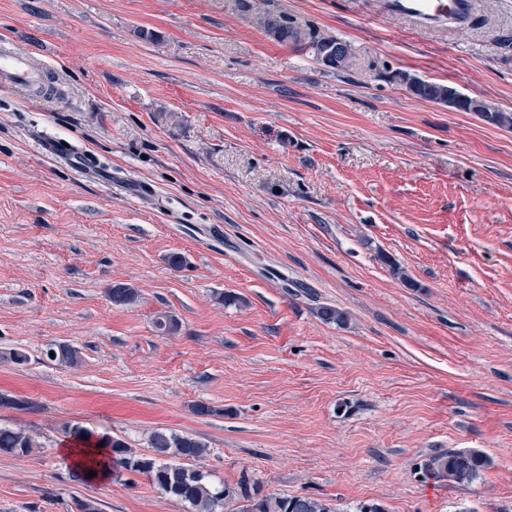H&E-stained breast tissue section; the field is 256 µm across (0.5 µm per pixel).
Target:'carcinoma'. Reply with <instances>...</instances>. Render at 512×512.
I'll use <instances>...</instances> for the list:
<instances>
[{
	"instance_id": "1",
	"label": "carcinoma",
	"mask_w": 512,
	"mask_h": 512,
	"mask_svg": "<svg viewBox=\"0 0 512 512\" xmlns=\"http://www.w3.org/2000/svg\"><path fill=\"white\" fill-rule=\"evenodd\" d=\"M241 7L251 13V21L277 43L296 50L307 51L322 67L336 73L347 71L352 65L350 44L315 25L300 24L286 14L256 11L248 0H240ZM390 79L408 86V92L418 98L438 104H448V94L453 88L436 82L423 81L408 73L398 72ZM478 114L487 122L512 130V112H502L485 103ZM138 292L124 284L109 289V296L116 305L131 304ZM317 315L326 323L343 325L347 315L339 309L322 305ZM53 356L49 360L60 365H72L78 360V349L70 343L51 345ZM69 437L88 444L110 449L109 463L128 472L142 474L164 494L189 505L194 512H339L332 504L321 499L293 495H260L259 489H249L242 483L239 489L213 486L207 475L192 469L186 462L197 459L205 452V445L190 435L176 434L167 430L153 432L149 439L150 453L138 455L122 439L99 436L79 428L69 429ZM36 447L34 438L10 427H0V452L23 456ZM487 460L474 450L450 449L428 457L422 470L433 478L446 479L451 483L469 484L485 466Z\"/></svg>"
}]
</instances>
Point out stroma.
I'll use <instances>...</instances> for the list:
<instances>
[{"label":"stroma","instance_id":"obj_1","mask_svg":"<svg viewBox=\"0 0 512 512\" xmlns=\"http://www.w3.org/2000/svg\"><path fill=\"white\" fill-rule=\"evenodd\" d=\"M256 2L350 42L352 68L238 0H0V37L57 88L0 87V394L29 404L0 425L37 443L0 454V512H189L121 468L75 481L74 425L139 454L190 434L215 481L339 512H512V131L391 79L512 112V0H470L460 27L388 0ZM119 283L134 303L112 304ZM61 341L76 364L47 358ZM451 448L490 464L423 478ZM251 21L277 43L309 51L315 62L332 72H346L352 65L350 44L315 25L299 24L286 14L260 10L251 13ZM324 49H330L334 57L323 56ZM392 80L406 84L408 86V92L418 98L429 100L438 104L448 106V94L453 91L457 96L454 88L436 82L423 81L416 77H412L408 73L397 72L391 76Z\"/></svg>","mask_w":512,"mask_h":512}]
</instances>
